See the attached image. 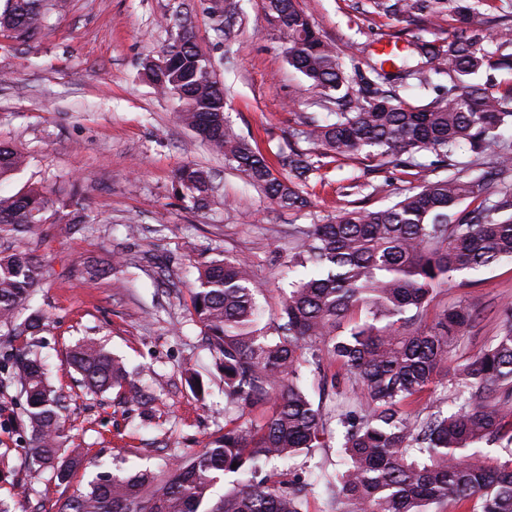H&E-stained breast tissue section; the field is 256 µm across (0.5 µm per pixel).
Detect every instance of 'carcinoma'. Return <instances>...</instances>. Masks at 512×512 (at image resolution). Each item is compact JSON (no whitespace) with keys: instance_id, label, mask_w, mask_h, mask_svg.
Returning <instances> with one entry per match:
<instances>
[{"instance_id":"1","label":"carcinoma","mask_w":512,"mask_h":512,"mask_svg":"<svg viewBox=\"0 0 512 512\" xmlns=\"http://www.w3.org/2000/svg\"><path fill=\"white\" fill-rule=\"evenodd\" d=\"M206 10L213 30L229 36L237 5ZM386 17H414L424 23L446 14L461 26L444 41L416 38L404 60L413 65L391 73L385 61L367 64L365 88L356 89L336 48L324 41L298 0H264L268 21L288 41V64L336 104L335 119L303 117L291 137L311 145L303 152L288 144L274 167L224 116V87L212 58L196 41L188 14L170 19L182 31L161 59L148 58L143 75L162 95L180 102L179 120L195 132L229 168L243 174L272 203L288 211L310 205L303 185L323 167L322 159L356 154L366 147L385 160L430 152L446 177L427 181L393 205L348 211L328 224L302 232L294 264L303 268L271 322L261 325L260 288L250 265L236 257L197 268L193 312L216 355L224 389L238 409H261L250 423L224 421V433L172 467L165 481L149 470L107 471L76 491L57 512H306L308 495L323 485L321 512H512V309L498 336L473 360H456L460 332L472 309L455 305L429 325L420 311L435 286L465 270H479L512 256V191L491 197L490 185L512 169V26L497 35L475 26L476 8L467 0H367ZM67 0H0V31L26 43L42 34L49 9L65 10ZM495 50L488 49V43ZM448 77L443 94L423 104L396 95L394 82L414 77L418 87L431 76ZM467 148L492 154L495 165L479 174L457 169L456 153ZM26 164L18 149L0 144V180ZM175 194L198 210L213 201L210 172L186 165L176 174ZM53 201L32 187L0 195V232L32 233L47 222ZM44 278L30 250L0 251V388L25 395L21 426L29 470L49 472L59 484L85 463L81 449L67 446L65 405L33 345L43 317L17 321L19 308ZM333 360L364 391L361 410L345 402L314 403L306 389L309 374L327 379L324 359ZM68 365L88 395L125 389L126 402L148 403L123 359L95 342L70 349ZM449 378L452 406L408 410L422 393ZM345 429L343 467L333 473L313 462L331 422ZM506 442V456L492 464L481 448ZM304 457L315 479H284L278 462ZM221 476L232 478V493L212 504L208 491ZM29 487L12 485L0 497V512H15Z\"/></svg>"}]
</instances>
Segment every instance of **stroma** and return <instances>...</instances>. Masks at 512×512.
I'll use <instances>...</instances> for the list:
<instances>
[{
    "label": "stroma",
    "mask_w": 512,
    "mask_h": 512,
    "mask_svg": "<svg viewBox=\"0 0 512 512\" xmlns=\"http://www.w3.org/2000/svg\"><path fill=\"white\" fill-rule=\"evenodd\" d=\"M237 3L241 21L227 40L214 32L202 0H69L65 12H51L37 40L21 44L0 33V143L29 157L25 168L0 181V193L40 187L57 199L75 192L89 217L78 230L54 215L35 235L0 237V243L29 249L44 261L45 278L31 301L46 315L40 352L67 407L70 444L86 449L89 459L69 484L35 480L30 501L17 512L36 506L53 512L60 500L86 489L101 468L115 464L147 467L167 478L175 461L195 454L223 429L224 380L193 315L198 265L227 256L248 260L263 288L259 304L276 312L295 276L288 260L299 231L347 209L389 206L447 174L430 153L402 155L381 167L341 157L306 184L311 208L292 212L225 166L180 122L177 98L154 92L142 65L171 43L164 16L189 13L203 49L233 61L232 72L215 67L217 79L233 85L227 120L275 160L314 94L289 66L286 43L265 18L263 0ZM354 3L299 0L319 33L336 45L352 78L364 70L375 43L403 44L420 32L430 40L445 38L456 27L447 17L423 31L359 13ZM187 164L213 176L208 210L192 209L172 190ZM115 256L118 268L87 278L88 261L107 263ZM460 303L471 306L474 320L462 331L455 355L473 359L499 334L512 306V258L458 273L454 283L438 287L421 321L432 323ZM86 339L139 370L143 386L162 379L151 420L141 421L123 390L82 392L65 354ZM192 375L203 380L205 395L189 386Z\"/></svg>",
    "instance_id": "1"
}]
</instances>
